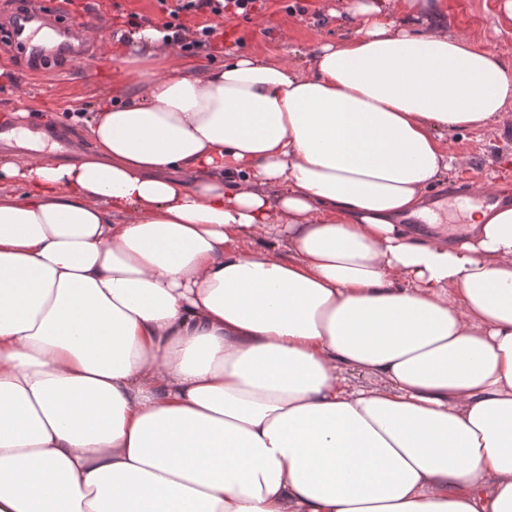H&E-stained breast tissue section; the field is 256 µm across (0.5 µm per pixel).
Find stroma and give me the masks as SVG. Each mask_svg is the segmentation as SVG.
<instances>
[{
    "instance_id": "stroma-1",
    "label": "stroma",
    "mask_w": 512,
    "mask_h": 512,
    "mask_svg": "<svg viewBox=\"0 0 512 512\" xmlns=\"http://www.w3.org/2000/svg\"><path fill=\"white\" fill-rule=\"evenodd\" d=\"M116 0H70L68 14L78 18L88 8L105 11L108 27L92 32L94 47L87 60L74 65L29 68L25 61L0 52V123L12 121L19 126L40 125L50 135L64 134L67 145L56 148L48 144L51 158L66 164L94 154L96 145L85 123L69 119L68 111L79 109L92 114L102 103L123 98L127 89L122 74L113 72L111 62L101 55L102 49L120 55L132 51L131 42H119L115 31L121 28L112 7ZM337 0H268L261 13L250 19L233 14L209 17V24L219 28L210 56H198L192 63L203 69L222 63L224 52L239 48L300 62L301 54L315 40H336L345 28L336 24L331 12ZM450 27L471 36L476 45L493 51L503 44L512 45V27L497 23L500 0H449ZM512 128V105L492 123L452 137L453 150L466 158L461 169L449 173L433 191L435 198L447 199L448 207L436 211L433 223L455 227L467 223L455 193L484 181H492L498 190L512 192V168L503 164L512 156V142H502L500 129Z\"/></svg>"
}]
</instances>
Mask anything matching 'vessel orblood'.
Returning <instances> with one entry per match:
<instances>
[{
	"label": "vessel or blood",
	"instance_id": "vessel-or-blood-1",
	"mask_svg": "<svg viewBox=\"0 0 512 512\" xmlns=\"http://www.w3.org/2000/svg\"><path fill=\"white\" fill-rule=\"evenodd\" d=\"M66 0H22L0 22L1 46L8 54L41 64L65 59L81 61L90 52L84 23L68 21Z\"/></svg>",
	"mask_w": 512,
	"mask_h": 512
}]
</instances>
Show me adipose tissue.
<instances>
[{"label": "adipose tissue", "mask_w": 512, "mask_h": 512, "mask_svg": "<svg viewBox=\"0 0 512 512\" xmlns=\"http://www.w3.org/2000/svg\"><path fill=\"white\" fill-rule=\"evenodd\" d=\"M332 15L196 74L133 33L96 154L0 163V512H512V198L406 224L512 50Z\"/></svg>", "instance_id": "1"}]
</instances>
